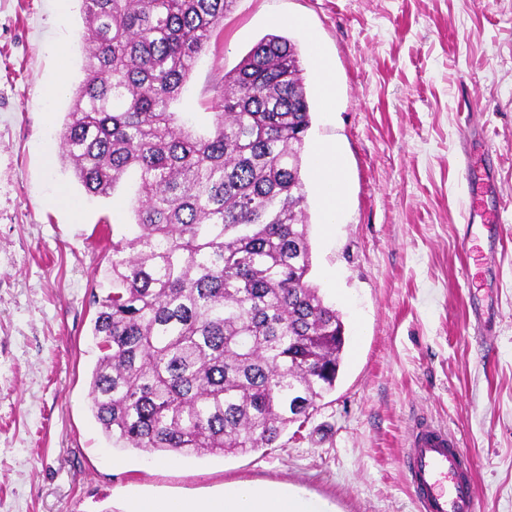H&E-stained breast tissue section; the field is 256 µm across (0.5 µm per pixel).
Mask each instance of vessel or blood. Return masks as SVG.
Here are the masks:
<instances>
[{
  "mask_svg": "<svg viewBox=\"0 0 512 512\" xmlns=\"http://www.w3.org/2000/svg\"><path fill=\"white\" fill-rule=\"evenodd\" d=\"M471 205L464 223H498L495 214L480 212L477 202L489 190L488 183L465 164ZM403 458L418 512H479L471 478L472 467L458 440L446 429L428 423L417 425L409 436Z\"/></svg>",
  "mask_w": 512,
  "mask_h": 512,
  "instance_id": "vessel-or-blood-1",
  "label": "vessel or blood"
}]
</instances>
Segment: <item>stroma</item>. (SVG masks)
I'll return each instance as SVG.
<instances>
[{
  "mask_svg": "<svg viewBox=\"0 0 512 512\" xmlns=\"http://www.w3.org/2000/svg\"><path fill=\"white\" fill-rule=\"evenodd\" d=\"M81 0H0V512H125L288 483L329 512H418L402 453L415 421L448 429L481 512H512V0H236L174 111L207 130L213 89L265 35L304 67L310 280L339 311V378L303 424L248 454L110 447L90 410L124 194L88 195L59 132L85 79ZM330 61L324 111L312 49ZM345 161L324 228L313 148ZM499 224L467 228L464 155ZM488 234L468 252L469 233Z\"/></svg>",
  "mask_w": 512,
  "mask_h": 512,
  "instance_id": "obj_1",
  "label": "stroma"
}]
</instances>
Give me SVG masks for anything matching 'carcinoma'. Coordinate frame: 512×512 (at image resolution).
I'll use <instances>...</instances> for the list:
<instances>
[{"instance_id": "1", "label": "carcinoma", "mask_w": 512, "mask_h": 512, "mask_svg": "<svg viewBox=\"0 0 512 512\" xmlns=\"http://www.w3.org/2000/svg\"><path fill=\"white\" fill-rule=\"evenodd\" d=\"M235 0H81L86 77L59 133L86 193L130 174L136 231L112 233L96 306L91 411L114 448H271L336 388L344 324L309 281L294 43L263 37L197 133L171 111Z\"/></svg>"}]
</instances>
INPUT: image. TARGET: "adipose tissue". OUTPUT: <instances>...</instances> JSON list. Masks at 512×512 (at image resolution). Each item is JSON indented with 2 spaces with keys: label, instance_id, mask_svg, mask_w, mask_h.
<instances>
[{
  "label": "adipose tissue",
  "instance_id": "ef3b65f1",
  "mask_svg": "<svg viewBox=\"0 0 512 512\" xmlns=\"http://www.w3.org/2000/svg\"><path fill=\"white\" fill-rule=\"evenodd\" d=\"M314 173L327 224H335L342 207V164L332 146L315 152ZM127 512H323L322 504L302 497L291 485L274 487L241 485L226 489L215 501L141 500Z\"/></svg>",
  "mask_w": 512,
  "mask_h": 512
}]
</instances>
